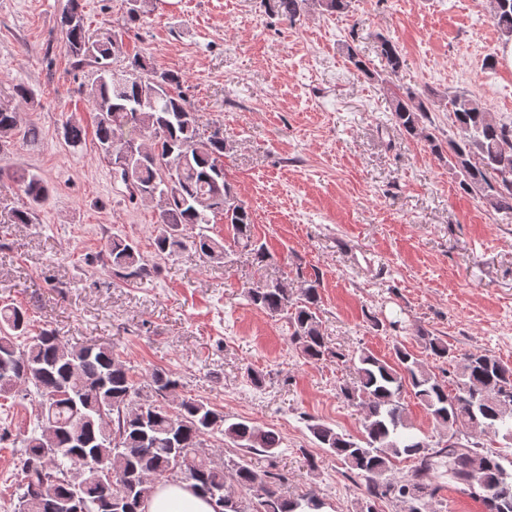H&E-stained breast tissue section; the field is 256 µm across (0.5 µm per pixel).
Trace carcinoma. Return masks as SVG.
I'll return each mask as SVG.
<instances>
[{
  "mask_svg": "<svg viewBox=\"0 0 512 512\" xmlns=\"http://www.w3.org/2000/svg\"><path fill=\"white\" fill-rule=\"evenodd\" d=\"M309 0H270V10L293 20L308 8ZM493 20L501 34L512 39V0H494ZM60 27L67 52L77 63L97 65V77L86 89L96 112L95 135L102 153L119 152L121 142L138 141V158L127 169L112 168L134 196L157 202L160 254L192 250L221 260L224 244L200 232L181 233L189 224H210L224 217L233 241L254 254L259 263L269 253L255 240L250 208L241 201L224 172V131L200 132L199 116L179 90L180 80L168 72H150L138 57L115 67L114 43L92 35L85 27L80 0H69ZM380 54L389 73L401 66L396 45L380 39ZM434 100L410 103L394 100L392 121L414 135ZM462 137L448 143V163L456 170L461 188L479 196L492 210L512 215V125L501 123L481 101L466 93L448 95L446 103ZM17 127L16 113L0 106V138ZM64 139L77 148L85 130L76 121L64 125ZM16 180L32 208L17 210L15 222L32 221L34 207L52 193L37 174L21 172ZM97 260L127 279L143 280L150 269L138 245L121 236L109 240ZM249 302L272 317L282 316L292 342L308 361L336 359L349 364L351 383L339 387L340 397L362 411V431L354 437L319 422L308 424L318 443L336 456L367 486L361 512H376L374 500L393 496L422 501L438 490L432 476L444 470L448 484L481 502L488 512L508 501L512 512V472L502 461L508 454L484 450L476 434L502 435L512 447V366L485 352L457 353L437 336L422 335L427 354L455 369L436 375L408 348L394 347V363L362 350L346 356L333 350L320 330L319 279L295 295L281 281L247 290ZM28 316L14 305L0 307V394L34 396L37 424L21 440L16 460L18 504L15 512H49L39 494L46 488L52 502L69 504L68 512H145L154 480L179 479L214 502L216 512H322L325 498L311 490L285 498L279 478L259 474L244 456L217 461L206 438L220 433L224 440L247 453L268 455L281 447L280 435L254 422L231 420L224 412L194 398L169 404L179 386L173 374L154 368L139 383L131 368L107 346L76 348L53 331L27 335ZM411 389L439 428L429 442L414 432L401 393ZM460 440V447L448 442ZM405 456L414 460L411 474L391 477L392 463ZM232 474L239 492L227 485Z\"/></svg>",
  "mask_w": 512,
  "mask_h": 512,
  "instance_id": "obj_1",
  "label": "carcinoma"
}]
</instances>
